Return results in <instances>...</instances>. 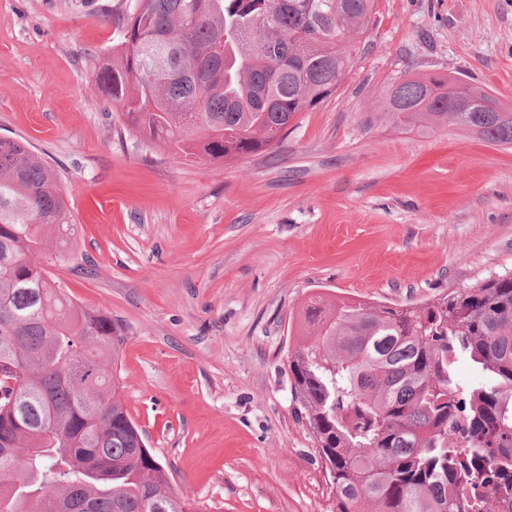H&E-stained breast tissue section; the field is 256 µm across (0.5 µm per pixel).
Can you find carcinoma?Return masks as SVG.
Listing matches in <instances>:
<instances>
[{
    "mask_svg": "<svg viewBox=\"0 0 512 512\" xmlns=\"http://www.w3.org/2000/svg\"><path fill=\"white\" fill-rule=\"evenodd\" d=\"M375 3L130 0L97 87L128 132L176 156L274 153L299 113L335 96ZM378 113L512 148V108L478 83L404 75ZM74 233L54 171L0 143V512H199L118 399L112 317L42 261ZM291 332L296 416L332 512H482L486 490L512 512L511 273L421 304L315 294ZM462 356L484 382L458 381Z\"/></svg>",
    "mask_w": 512,
    "mask_h": 512,
    "instance_id": "obj_1",
    "label": "carcinoma"
}]
</instances>
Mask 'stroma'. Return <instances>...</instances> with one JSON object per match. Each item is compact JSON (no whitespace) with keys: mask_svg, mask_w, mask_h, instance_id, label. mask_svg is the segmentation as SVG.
<instances>
[{"mask_svg":"<svg viewBox=\"0 0 512 512\" xmlns=\"http://www.w3.org/2000/svg\"><path fill=\"white\" fill-rule=\"evenodd\" d=\"M127 0H0V138L53 168L78 226L48 269L122 339L119 396L202 512H331L296 419L288 323L317 293L425 302L512 272V150L381 123L413 72L512 105V0H376L336 95L271 155L174 156L95 85Z\"/></svg>","mask_w":512,"mask_h":512,"instance_id":"35a3bbf8","label":"stroma"}]
</instances>
